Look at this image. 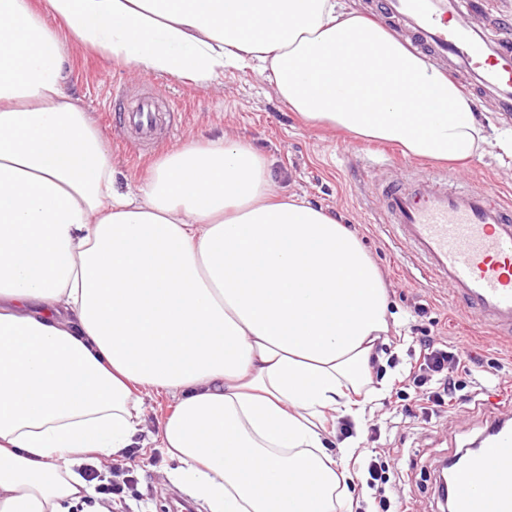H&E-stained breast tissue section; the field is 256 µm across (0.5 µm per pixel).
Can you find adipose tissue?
Segmentation results:
<instances>
[{
    "mask_svg": "<svg viewBox=\"0 0 512 512\" xmlns=\"http://www.w3.org/2000/svg\"><path fill=\"white\" fill-rule=\"evenodd\" d=\"M77 50L202 88L255 69L306 124L413 158L512 133L344 0H0V512H111L79 471L137 445L152 391L175 406L147 441L208 512H351L329 436L380 395L379 268L240 137L118 188Z\"/></svg>",
    "mask_w": 512,
    "mask_h": 512,
    "instance_id": "1",
    "label": "adipose tissue"
}]
</instances>
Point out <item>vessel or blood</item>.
I'll return each mask as SVG.
<instances>
[{"label": "vessel or blood", "instance_id": "obj_1", "mask_svg": "<svg viewBox=\"0 0 512 512\" xmlns=\"http://www.w3.org/2000/svg\"><path fill=\"white\" fill-rule=\"evenodd\" d=\"M474 0H375L374 17L405 30L412 44L451 74L468 76L479 100L512 114V37L469 25ZM157 100L141 97L124 114L134 147L154 143ZM387 224L433 278L481 324L512 337V203L491 186L449 189L423 174L383 190ZM452 512H512V424L498 418L448 487Z\"/></svg>", "mask_w": 512, "mask_h": 512}]
</instances>
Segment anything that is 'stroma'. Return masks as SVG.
Instances as JSON below:
<instances>
[{
    "label": "stroma",
    "instance_id": "1",
    "mask_svg": "<svg viewBox=\"0 0 512 512\" xmlns=\"http://www.w3.org/2000/svg\"><path fill=\"white\" fill-rule=\"evenodd\" d=\"M66 88L99 120L120 178L142 179L158 155L140 156L127 149L130 130L118 119L116 104L155 93L160 102L172 99L181 106L165 115L162 133L167 145L188 136L242 137L267 158L278 191L328 208L353 228L385 276L393 315L376 350L373 380L393 379L396 371L408 367L415 336L429 334L465 351L468 370L458 375L463 388L447 411L427 419L411 416L408 410L421 390L412 387L400 396L391 390L379 401L366 402L358 423L340 417L332 444L357 512H381L361 470L363 460L372 455L381 456L388 466L385 495L392 512H400L407 499L414 512H441L439 465L479 439L494 417L512 414V343L478 332L454 304L447 285L423 274L410 250L391 240L374 183L410 179L417 168L427 166L437 179L452 172L462 184H494L512 197V157L486 156L464 167L427 165L404 156L391 143H367L306 126L279 100L267 76L250 69L225 71L212 86L200 88L164 76L138 78L126 66L79 55L70 66ZM350 433L357 446L346 451L342 445ZM169 466L162 448H130L97 462L112 512H177L176 502L185 493L167 479Z\"/></svg>",
    "mask_w": 512,
    "mask_h": 512
}]
</instances>
